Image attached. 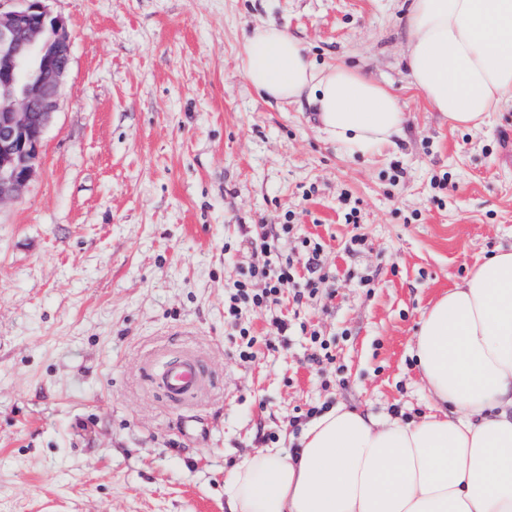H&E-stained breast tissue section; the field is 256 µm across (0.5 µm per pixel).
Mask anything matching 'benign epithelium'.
<instances>
[{"label": "benign epithelium", "mask_w": 512, "mask_h": 512, "mask_svg": "<svg viewBox=\"0 0 512 512\" xmlns=\"http://www.w3.org/2000/svg\"><path fill=\"white\" fill-rule=\"evenodd\" d=\"M0 11V200L39 162L45 129L63 92L72 45L43 0Z\"/></svg>", "instance_id": "7a95c632"}]
</instances>
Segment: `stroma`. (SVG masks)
<instances>
[{
	"label": "stroma",
	"mask_w": 512,
	"mask_h": 512,
	"mask_svg": "<svg viewBox=\"0 0 512 512\" xmlns=\"http://www.w3.org/2000/svg\"><path fill=\"white\" fill-rule=\"evenodd\" d=\"M44 7L72 57L40 162L0 202V512H225L228 472L266 438L294 447L309 407L426 414L423 310L512 247V102L451 128L408 83L405 0ZM265 23L385 85L407 115L396 146L347 156L312 104L257 92L241 57ZM288 218L323 245V290L248 323L307 322L335 339L332 366L299 336L234 355L224 296L261 262L253 225ZM184 354L207 378L175 403L156 376Z\"/></svg>",
	"instance_id": "1"
}]
</instances>
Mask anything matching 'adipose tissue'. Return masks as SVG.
<instances>
[{"label": "adipose tissue", "mask_w": 512, "mask_h": 512, "mask_svg": "<svg viewBox=\"0 0 512 512\" xmlns=\"http://www.w3.org/2000/svg\"><path fill=\"white\" fill-rule=\"evenodd\" d=\"M407 77L450 126L480 129L512 99V0H407ZM241 68L259 92L312 98L349 155L393 147L405 114L340 61L316 66L285 29L256 27ZM411 354L432 405L405 421L338 405L298 454L265 448L224 481L227 512H512V249L472 269L423 312Z\"/></svg>", "instance_id": "obj_1"}]
</instances>
